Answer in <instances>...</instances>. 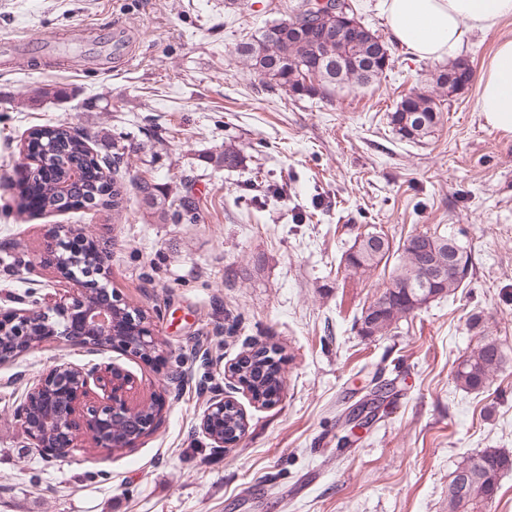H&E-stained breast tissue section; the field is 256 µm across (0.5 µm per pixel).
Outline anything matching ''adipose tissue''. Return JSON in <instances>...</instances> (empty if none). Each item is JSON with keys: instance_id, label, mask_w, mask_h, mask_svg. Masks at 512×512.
Masks as SVG:
<instances>
[{"instance_id": "ef3b65f1", "label": "adipose tissue", "mask_w": 512, "mask_h": 512, "mask_svg": "<svg viewBox=\"0 0 512 512\" xmlns=\"http://www.w3.org/2000/svg\"><path fill=\"white\" fill-rule=\"evenodd\" d=\"M392 40L417 59L453 56L476 30L512 18V0H383ZM478 104L492 130L512 136V37L500 38L477 78Z\"/></svg>"}]
</instances>
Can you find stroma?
Instances as JSON below:
<instances>
[{
	"label": "stroma",
	"mask_w": 512,
	"mask_h": 512,
	"mask_svg": "<svg viewBox=\"0 0 512 512\" xmlns=\"http://www.w3.org/2000/svg\"><path fill=\"white\" fill-rule=\"evenodd\" d=\"M296 3L0 0V38L26 36L29 54L18 66L0 59V307L68 290L42 259L51 228L71 225L106 251V287L144 312L160 354L47 343L0 364V512H448L463 456L512 453V137L486 125L472 84L444 97L431 136L400 140L389 112L410 89H433L443 64L397 46L369 87L314 99L265 90L236 48ZM92 22L105 39L113 23L131 30L122 63L83 66L74 41ZM48 84L63 97L31 105ZM62 121L99 155L123 147L120 212L17 214L22 145ZM228 142L242 167L214 162ZM143 179L175 219L143 204ZM374 231L454 236L472 255L465 288L395 335H359L355 320L388 274L353 276L342 257ZM486 336L507 362L486 389L464 391L454 371ZM258 344L282 350L272 406L228 374ZM58 362L129 371L143 400L165 398L158 427L129 448L83 435L65 457L44 456L17 407ZM377 372L396 402L368 428L339 423ZM218 393L246 416L225 450L200 427Z\"/></svg>",
	"instance_id": "obj_1"
}]
</instances>
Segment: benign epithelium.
Returning <instances> with one entry per match:
<instances>
[{
  "label": "benign epithelium",
  "instance_id": "7a95c632",
  "mask_svg": "<svg viewBox=\"0 0 512 512\" xmlns=\"http://www.w3.org/2000/svg\"><path fill=\"white\" fill-rule=\"evenodd\" d=\"M312 7L321 18L337 15L348 23L347 3L343 0H312ZM75 237L71 226H55L46 253L57 277L72 284L76 294L45 306L35 297L28 308L0 309V363L14 361L44 342L85 347L93 352L117 347L145 359L156 352V338L147 317H127L133 333L127 344L116 338L112 329V311L121 309L120 300L108 309L88 307L89 297L99 288L92 276L106 274L107 255L102 253L99 263L86 265V279L78 278L71 266L59 262L61 250L73 249L71 240ZM51 319L57 320V325L45 336L28 335L30 325ZM135 394L134 377L116 365L64 362L50 367L32 382L18 407V416L28 437L47 457L65 455L83 433L91 435L101 448H114L112 425L120 420L132 421L137 426L138 433L126 444L130 448L155 430L164 409L161 401L138 403ZM234 404L233 397L221 394L210 402L201 419L203 432L218 448L232 446L244 435L236 431L226 436L216 428L217 421L224 416V407Z\"/></svg>",
  "mask_w": 512,
  "mask_h": 512
}]
</instances>
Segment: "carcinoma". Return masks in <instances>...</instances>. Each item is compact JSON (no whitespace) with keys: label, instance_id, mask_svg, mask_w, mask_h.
<instances>
[{"label":"carcinoma","instance_id":"1","mask_svg":"<svg viewBox=\"0 0 512 512\" xmlns=\"http://www.w3.org/2000/svg\"><path fill=\"white\" fill-rule=\"evenodd\" d=\"M307 31L301 38L288 34L284 22L274 23L248 42L237 47L238 56L256 73L265 87L284 90L298 98L323 96L336 88H363L380 80L390 68L391 53L382 36L362 26V38L345 31L342 38L351 43V50L366 61L367 70L361 73L340 71L322 58L325 28L311 15H302ZM473 80V69L458 60L439 71L435 89H413L401 97L389 124L400 139L416 143L430 136L440 120L435 98L467 88ZM36 146L52 152V178L47 180L43 169H27V177L39 186L40 210L43 213L65 209L119 210L122 203L120 187L114 177H105L94 158L88 156L83 140L86 135L74 136L61 123L42 126L29 133ZM224 168L234 169L244 162L241 150L229 143L224 145ZM138 189L147 207L167 220L169 210L159 201L155 187L147 180ZM399 253V262L389 274V283L382 294L363 309L359 333L365 337L384 336L398 328L402 319L431 302L454 294L465 286L471 270L470 251L445 234L418 233L393 246L386 234L367 233L358 236L345 252V267L353 274L366 276L390 255ZM279 355L276 347L260 348L244 357L238 364L241 376L249 381L254 393L265 398L282 385L280 367L273 362ZM505 363V352L498 339L486 336L458 364L454 374L456 384L467 391L480 392ZM448 484V512H483L497 496L502 475L512 470V454L501 448H484L462 457Z\"/></svg>","mask_w":512,"mask_h":512}]
</instances>
